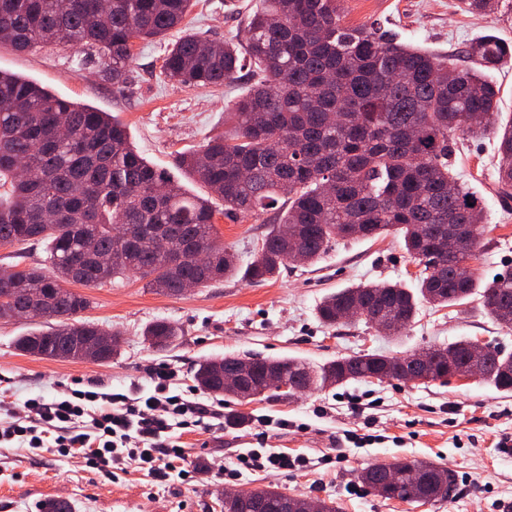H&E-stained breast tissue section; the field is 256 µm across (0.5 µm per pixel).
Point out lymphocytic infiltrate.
Instances as JSON below:
<instances>
[{"label": "lymphocytic infiltrate", "mask_w": 512, "mask_h": 512, "mask_svg": "<svg viewBox=\"0 0 512 512\" xmlns=\"http://www.w3.org/2000/svg\"><path fill=\"white\" fill-rule=\"evenodd\" d=\"M150 379L154 389L145 395L73 388L63 397L27 399L22 412L0 425V447L76 455L109 479L133 463L158 480L175 475L192 481L198 469L188 461L178 433L211 429L214 411L194 401L192 388L173 389L171 371L155 370ZM268 439V432H259L256 447L238 454V466L225 470V480H237L244 469L311 467L308 457L268 449Z\"/></svg>", "instance_id": "f902f5d3"}]
</instances>
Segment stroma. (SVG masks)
I'll use <instances>...</instances> for the list:
<instances>
[{"mask_svg": "<svg viewBox=\"0 0 512 512\" xmlns=\"http://www.w3.org/2000/svg\"><path fill=\"white\" fill-rule=\"evenodd\" d=\"M263 0H198L188 27L217 42L240 43L250 15ZM348 27L381 26L400 41L442 54H456L484 34L512 42V0L493 13L475 16L460 0H341ZM179 30L165 37L137 41L129 78L117 87L103 81L95 64L79 60L73 50L53 46L37 52L0 46V71L39 83L53 93L119 117L130 140L147 161L168 172L193 194L207 190L181 171L176 157L198 151L209 137L228 129L224 104L247 90L246 79L217 89L175 85L161 73L167 47ZM497 140L465 138L455 155L454 174L484 202L489 232L475 266L483 280L512 270V204L504 205L495 189ZM225 248L248 266L270 226L265 217L234 221L218 217ZM418 266L407 255L400 235L333 243L312 264H294L264 282L234 277L166 295L146 288L138 275L115 278L86 289L90 306L84 320L119 335L121 348L110 361L38 359L18 351V336L47 327L44 319H0V422L9 421L16 405L34 394L60 395L73 381L99 392H139L151 369L167 367L185 384H193L196 363L224 353L293 355L314 365L361 351L399 356L467 337L512 351V325L493 321L478 296L444 308L419 305L418 313L397 337L361 322L324 326L316 310L329 293L361 283L400 282L416 288ZM165 320L182 335L170 348H150L143 338L149 324ZM366 394L365 411L353 413L352 394ZM197 401L222 404L224 413H241L239 426L220 424L208 432L184 434L188 460L200 466L194 481H156L129 466L118 479L86 468L80 457L43 453L33 457L17 448L0 449V512H40L42 503L66 500L75 512H224L225 491L270 485L290 494L336 502L339 512H512V454L501 453L499 439L512 438V392L477 379L448 383L399 381L350 382L314 389L291 400L242 403L197 391ZM288 420L287 429L270 428L272 448H290L333 463L307 472H243L225 483L221 468L233 466L239 452L252 447L258 418ZM369 434L373 443L348 442L345 431ZM397 459H429L455 471L456 494L435 504L383 499L369 490L351 494L365 468Z\"/></svg>", "mask_w": 512, "mask_h": 512, "instance_id": "1", "label": "stroma"}]
</instances>
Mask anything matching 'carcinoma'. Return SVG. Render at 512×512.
I'll list each match as a JSON object with an SVG mask.
<instances>
[{
    "label": "carcinoma",
    "mask_w": 512,
    "mask_h": 512,
    "mask_svg": "<svg viewBox=\"0 0 512 512\" xmlns=\"http://www.w3.org/2000/svg\"><path fill=\"white\" fill-rule=\"evenodd\" d=\"M249 18L240 46L184 31L163 57L161 72L178 85L209 89L246 72L248 92L224 113L231 134L177 157L210 197L192 196L139 155L126 127L106 112L64 99L34 81L0 71V245L44 243L50 271L28 267L0 283V318L27 294L51 305L58 324L17 339L18 350L43 359L76 360V337L111 332L80 319L89 299L65 284L96 287L133 273L158 292L181 293L239 274L219 242L213 200L224 215L273 216L275 226L244 277L269 280L300 253L316 262L336 238L402 235L421 265L418 293L401 283L343 288L323 298L318 319L334 326L354 308L397 336L418 304H459L477 292L485 312L512 324V272L480 284L471 261L488 232L483 200L452 172L456 139L487 131L498 138L497 191L512 200V121H500L498 91L486 70L512 61V47L493 35L472 42L458 64L448 55L402 43L375 29L342 25L338 0H265ZM500 0H462L469 13L498 9ZM194 0H0V45L18 51L66 44L100 64L102 79L126 82L138 39L163 37L181 25ZM181 332L166 321L146 327L153 347ZM471 339L431 348L435 359L420 383L464 372ZM408 355L358 353L314 370L295 357L257 356L261 372L276 369L292 391L361 380H403ZM246 356L197 363L195 381L214 395L223 373ZM480 379L512 392V353L487 344ZM375 495L407 503L448 501L456 480L430 460H395L360 475ZM285 494L257 487L224 500V512H282Z\"/></svg>",
    "instance_id": "obj_1"
}]
</instances>
